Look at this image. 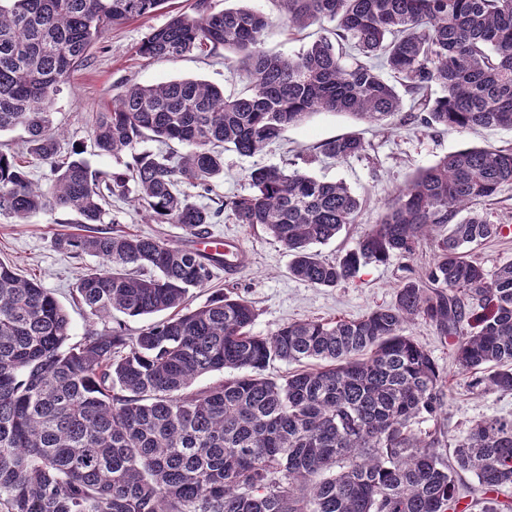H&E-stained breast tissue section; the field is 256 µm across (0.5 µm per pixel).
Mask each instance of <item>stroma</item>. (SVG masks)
Returning <instances> with one entry per match:
<instances>
[{"label": "stroma", "instance_id": "35a3bbf8", "mask_svg": "<svg viewBox=\"0 0 512 512\" xmlns=\"http://www.w3.org/2000/svg\"><path fill=\"white\" fill-rule=\"evenodd\" d=\"M195 0H169L166 9L135 18L110 30L94 48L91 61L74 72L52 108L55 128L62 133L61 151L83 145L84 157L93 169L103 173L124 170L126 158L98 154L87 123L89 113L111 105L124 84L150 85L175 78H200L223 89L225 95L242 94L248 81L236 59L226 61L191 53L174 59H146L135 50L153 29L164 25L171 15L190 12ZM252 7L272 19L263 36V47L272 53L296 55L324 36L329 23H315L302 30H289L280 19L274 0H250ZM361 134L368 144L365 155L337 161L316 154V146L327 139L349 133ZM512 148V129L479 128L462 134L434 131L423 127L411 105L385 127H374L344 113L319 112L305 123L288 128L282 138L254 157L224 152V175L216 180L213 192L200 194L184 186L190 202L211 205L212 201L231 200L247 194L249 170L257 164L285 170L298 169L324 181L345 182L363 200L356 224L350 225L335 240L321 245L322 258L333 260L352 248L357 239L376 222L394 190L405 185L419 169L428 167L449 153L467 147ZM502 232L473 249V257L487 272L512 261V183L478 203ZM109 216L118 229L153 235L169 243L196 247L175 224H147L129 199L113 198ZM213 235L234 240L245 254V261L233 271L216 269L211 281L194 290L189 304L203 305L218 290L233 292L253 303L258 316L252 327L257 336L274 335L286 324L304 320L362 317L373 309L392 304L398 286L418 276L430 252L413 259L391 257L382 263L363 267L358 277L334 288H319L294 279L289 272L288 251L261 230H252L224 217L212 225ZM70 214L45 211L32 215L27 223L15 224L0 217V257L13 261L22 275L40 279L67 310L76 333H83L88 315L72 298V288L87 267L98 265L95 257L75 259L53 248L51 240L59 234L80 233ZM406 333L431 354L446 380L448 409L439 422L416 424L418 432L442 428L447 437L462 436L476 423L490 417L512 419V394L482 392L472 388L471 377L459 372L453 361L449 341L437 336L433 328L418 320L408 324Z\"/></svg>", "mask_w": 512, "mask_h": 512}]
</instances>
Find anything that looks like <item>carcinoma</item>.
<instances>
[{"label": "carcinoma", "mask_w": 512, "mask_h": 512, "mask_svg": "<svg viewBox=\"0 0 512 512\" xmlns=\"http://www.w3.org/2000/svg\"><path fill=\"white\" fill-rule=\"evenodd\" d=\"M167 2L0 0V133L27 134L0 151V216L23 224L63 211L84 228L103 224L132 183L146 221L204 240L228 208L284 246L291 275L316 287L425 243L432 258L387 307L261 337L244 298L188 306L224 256L114 228L59 235L55 249L100 260L73 288L96 317L78 339L52 293L0 259V512H456L463 499L475 512H512V420L485 419L443 457L442 433L411 426L446 414V380L405 334L425 321L454 340L472 386L512 394V262L489 275L468 254L501 232L471 205L512 183V149L464 148L418 170L332 261L314 246L356 223L362 206L341 181L257 164L250 192L215 208L180 189L212 192L224 149L253 157L317 112L386 126L402 110L400 85L427 128H512V0H276L291 29L334 24V38L294 57L262 49L270 20L247 0L219 11L196 0L136 54L231 52L249 74L246 92L226 98L193 78L129 84L89 119L99 154L131 156L125 170L107 177L79 150L59 160L54 96L110 29ZM145 139L183 151L138 150ZM316 149L346 160L367 144L351 132ZM27 155L49 166L46 185L30 178ZM115 311L170 315L127 337L108 327ZM302 360L321 365L282 381L264 374ZM225 369L239 375L189 391Z\"/></svg>", "instance_id": "obj_1"}]
</instances>
